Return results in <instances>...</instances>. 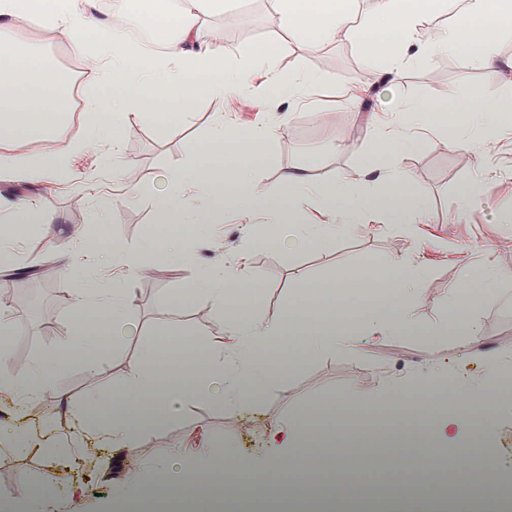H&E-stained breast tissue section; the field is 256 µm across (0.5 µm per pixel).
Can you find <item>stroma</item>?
<instances>
[{
	"label": "stroma",
	"mask_w": 512,
	"mask_h": 512,
	"mask_svg": "<svg viewBox=\"0 0 512 512\" xmlns=\"http://www.w3.org/2000/svg\"><path fill=\"white\" fill-rule=\"evenodd\" d=\"M205 25L213 38L241 58L259 43L278 44L275 67L281 75L313 72L320 76V85L291 103L260 98L247 109L234 108L221 96H206L188 115L175 117L165 131L145 120L132 123L122 135L123 164L118 173L100 170L93 150L73 157V173L90 187L89 196L83 198L53 178L28 187L0 181V202L8 204L23 196L44 216L43 222L28 225L21 236L18 251L22 265L48 256L49 245L68 236L74 227L89 237L131 245L155 234L152 192L175 184L191 162L192 146L203 144L219 116L242 133L260 123L273 126L271 149L256 171L262 184L277 186L303 168L315 184L341 179L364 192L383 186L377 173H366L363 167L374 124L385 120L396 133H405L402 110L420 101L446 100L452 92L463 98L476 87L489 101L512 105V68L504 65L512 59V34L502 36L493 46V55L503 65L491 73L473 68L462 54L442 50L426 65L409 64L379 75L369 72L364 49L348 30L337 31L334 40L320 46L289 37L275 0H247L243 5L231 0L223 14L206 18ZM27 37L38 54L71 76L72 112L68 123L50 139L18 138L0 143V153L33 158L47 152H69L72 142L84 134L81 108L85 96L96 89L97 77L73 42L62 38L56 28L34 22ZM395 162L410 174L427 205L419 238L374 224L339 235L327 246L289 249L258 242L251 224L228 221L213 226L208 236L195 241L192 254L176 260H152L146 272L128 277L126 285L134 298L129 320L135 330L118 341L114 352L100 357L95 374H87L76 362L65 368L62 377L72 401L91 392L109 395L113 382L128 373L142 347L158 340L160 334L184 326L203 337L223 335V323L215 320L205 301L179 310L166 306L167 296L186 288L195 269L221 266L231 272L247 265L263 285L257 315L273 320L280 315L298 273L332 282L340 279L344 264L383 257L423 267V296L416 307L421 332L365 336L357 354L327 353L303 361L268 390L261 406L246 419L216 401H196L146 436L141 473H151L169 449L202 448L211 442L233 445L253 465H261L267 456L263 446L267 429L283 416L344 393L351 384L375 394L395 380L440 373L465 380L473 393H481L499 354H512V205L503 200L504 192L512 189V139L495 147L492 163L497 180L481 202L467 209L461 206L462 193L477 174L472 150L451 151L430 138L417 150L398 155ZM131 187L139 194L129 199L124 191ZM486 265L494 267L501 278L496 288L477 291L475 315L483 331L479 340L463 347L450 337L432 336V329L448 314L449 286L463 273L479 275ZM39 285L46 309L38 316L22 301L25 283L0 291V316L26 327L25 335L12 342L9 358L10 371L20 379L57 347L70 327V298L61 273L44 271ZM27 416L33 428L47 419L57 433H67L70 428L65 404L52 387L38 394ZM483 436L504 463L500 474L503 486L512 488V402L502 404L497 420L486 427ZM128 472L127 456L120 448L111 449L98 465L85 455L26 454L10 467L0 468V502L32 496L35 483L51 473L63 487L55 512H73L71 497L75 494L87 506L98 497L117 501ZM23 474L28 477L24 484L19 481Z\"/></svg>",
	"instance_id": "1"
}]
</instances>
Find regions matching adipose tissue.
<instances>
[{"instance_id": "ef3b65f1", "label": "adipose tissue", "mask_w": 512, "mask_h": 512, "mask_svg": "<svg viewBox=\"0 0 512 512\" xmlns=\"http://www.w3.org/2000/svg\"><path fill=\"white\" fill-rule=\"evenodd\" d=\"M277 3L289 32L313 43L330 40L345 21L335 0H321L312 18L299 9L296 0ZM447 5L448 0H374L370 20L360 32L367 66L390 73L407 62L426 64L435 49L414 47L413 34L428 14ZM223 10L224 0H179V48L164 58L135 56L117 31L110 40L98 41L97 26L82 0H60L42 15V23L74 40L100 77L84 112V139L99 145L100 168L119 170L121 133L135 121L146 119L163 130L205 95L226 96L233 105L249 108L256 102L257 91L297 98L320 83V76L314 73L289 77L278 73L273 65L278 49L273 45L256 46L241 60L226 53L201 25L203 18ZM13 15V0H0V68L15 74L11 85L0 86V141L46 139L68 118V81L49 59L36 53L23 31L11 25ZM506 33H512V0H463L444 43L464 54L474 68L487 70L491 67L489 47ZM150 90L155 91L156 101L147 111L142 101ZM404 118L412 134L395 136L376 130L366 153L365 168L383 172L385 190L379 198L354 192L341 180L323 187L312 185L303 171L288 176L276 188H265L256 182L254 171L268 152L272 128L256 126L242 135L223 119H216L206 143L192 148V162L180 174L177 187L152 195L157 223L176 225L177 235L152 238L139 246L116 240L76 243L66 239L56 257L71 270L109 265L134 274L145 268L149 258L180 255L188 235H201L206 225L227 219L262 225L268 243L292 246L326 245L361 224H393L418 234L426 206L413 189L410 175L392 163V156L416 149L427 131L448 148L472 149L483 163L463 192L462 203L467 206L483 197L492 171L486 159L500 139L512 138V119L477 89L461 101L421 102L408 108ZM207 154L222 157V164L203 167L201 159ZM2 177L22 185L48 177L73 179L68 155L56 153L31 160L0 155ZM194 193L204 197L202 206L192 204ZM312 205L322 215L316 224L305 219ZM42 219L28 201L13 203L4 216L7 228L0 233V269L16 266L23 226ZM377 266L382 278L376 295L365 293L366 282L357 264L344 268L335 290L317 288L308 277L297 276L282 315L271 321L256 316L262 285L246 266L232 272L207 268L192 278L188 291L204 298L213 314L223 320L224 335L200 340L183 330L174 351L146 344L130 373L113 385L110 399L91 394L70 404V432L43 443L26 429L16 428L12 437L15 453L74 455L89 441L104 448H122L137 457L143 453L149 430L201 397L224 403L242 417L260 405L267 390L289 368L303 360L359 350V337L365 333L403 336L419 331L415 306L423 293L421 267L384 258ZM71 294L69 335L36 362L26 379H17L7 367L9 342L20 327L0 318V392L9 394L17 408L28 405L43 387L59 385L62 370L71 363L94 371L107 351L103 337L132 332L131 296L121 283L100 288L85 279L75 284ZM475 297L470 276L450 285L449 311L438 334L454 336L462 345L481 335L474 314ZM449 392L457 401L452 414L444 417L440 410ZM501 392V385L494 383L477 398L465 385L441 376L391 382L384 397L352 386L343 395L293 414L271 429L266 436L270 452L264 470H256L247 458L227 446L218 456L208 448L197 457L172 451L150 476L130 473L122 497L131 504L152 500L156 488L168 486V474L176 467L199 487L205 477L223 470L234 492L220 502L221 512H252L257 499L274 495L283 481L294 477L310 499H325L336 476L304 465L306 457L325 452L321 430L340 427L348 435L362 438L371 426L390 424L424 431L421 449L428 466H435L440 456L448 457L454 474L448 493L451 502L472 505L478 512H499L500 462L491 449H476L472 443L458 440L456 433L462 428L478 433L493 422L500 412ZM477 463L483 477L476 483L471 473Z\"/></svg>"}]
</instances>
